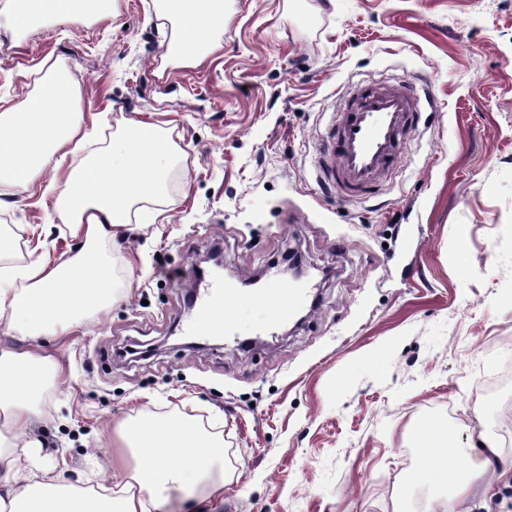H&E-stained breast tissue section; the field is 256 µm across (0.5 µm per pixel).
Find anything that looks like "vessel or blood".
Wrapping results in <instances>:
<instances>
[{
	"label": "vessel or blood",
	"instance_id": "obj_1",
	"mask_svg": "<svg viewBox=\"0 0 512 512\" xmlns=\"http://www.w3.org/2000/svg\"><path fill=\"white\" fill-rule=\"evenodd\" d=\"M418 109L411 86H355L326 149V178L345 194L367 193L373 183L399 166L403 135ZM305 299V289L274 276L262 288L214 279L192 297L197 313L189 331L196 336H253L288 320Z\"/></svg>",
	"mask_w": 512,
	"mask_h": 512
}]
</instances>
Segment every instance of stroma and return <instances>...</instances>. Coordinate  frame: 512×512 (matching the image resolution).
<instances>
[{
	"mask_svg": "<svg viewBox=\"0 0 512 512\" xmlns=\"http://www.w3.org/2000/svg\"><path fill=\"white\" fill-rule=\"evenodd\" d=\"M10 26L0 14V101L53 63L81 91L89 143L63 170L134 120L163 124L179 152L166 196L96 247L115 301L47 346L71 376L31 398L38 469L111 482L117 428L146 413L224 445L223 495L203 508L174 487L164 512H395L419 458L462 468L482 431L512 457V0H224L220 49L168 69L153 0ZM402 79L434 102L399 167L366 195L321 188L348 87ZM51 177L0 191L4 264L27 261L15 233L32 225L52 259L75 252ZM209 254L237 281L297 255L317 301L253 346L184 347Z\"/></svg>",
	"mask_w": 512,
	"mask_h": 512,
	"instance_id": "obj_1",
	"label": "stroma"
}]
</instances>
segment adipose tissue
Masks as SVG:
<instances>
[{"mask_svg": "<svg viewBox=\"0 0 512 512\" xmlns=\"http://www.w3.org/2000/svg\"><path fill=\"white\" fill-rule=\"evenodd\" d=\"M110 0H0L15 29L37 17L70 13L98 16ZM158 13L176 33L167 49L170 65H200L218 46L224 30V0H157ZM78 90L71 80L49 72L20 107L0 109V185L25 189L48 169L55 170L57 212L69 237L85 247L66 261L39 255L20 269L0 268V323L19 337L65 335L88 308L112 302L107 269L96 265L90 247L130 224L139 202L160 198L177 152L161 126L129 123L111 147L69 171H61L78 138L72 102ZM49 371L63 380L57 358L26 348L0 353V512H162L173 486L203 484V499L224 489L222 444L202 441L183 421L145 418L118 432L119 449L111 467L121 480L98 490L65 489L59 476L34 475L31 452L36 414L30 404L33 376ZM468 450L470 468L449 477L452 489L435 496L428 512H487L499 487L512 486V458L495 438L479 433Z\"/></svg>", "mask_w": 512, "mask_h": 512, "instance_id": "ef3b65f1", "label": "adipose tissue"}]
</instances>
